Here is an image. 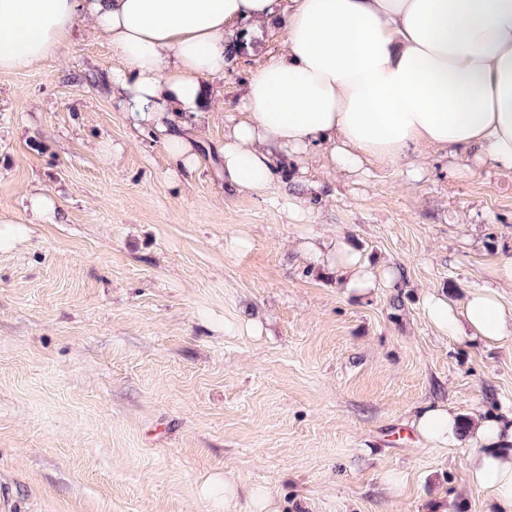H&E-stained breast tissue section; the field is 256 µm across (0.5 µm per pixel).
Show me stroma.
<instances>
[{
	"instance_id": "1",
	"label": "stroma",
	"mask_w": 512,
	"mask_h": 512,
	"mask_svg": "<svg viewBox=\"0 0 512 512\" xmlns=\"http://www.w3.org/2000/svg\"><path fill=\"white\" fill-rule=\"evenodd\" d=\"M255 66L213 80L190 174L131 121L90 22L0 73V219L21 227L0 250V512H497L472 449L412 419L512 414V341L449 339L423 311L487 285L512 307V172L318 156L264 195L225 188L216 151ZM35 192L52 222L28 223ZM315 235L400 284L346 294L307 261Z\"/></svg>"
}]
</instances>
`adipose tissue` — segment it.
<instances>
[{"mask_svg":"<svg viewBox=\"0 0 512 512\" xmlns=\"http://www.w3.org/2000/svg\"><path fill=\"white\" fill-rule=\"evenodd\" d=\"M87 19L107 36L131 115L164 134L171 163H195L184 129L202 112L209 80L240 53L237 36L280 26L285 53L251 73L224 132V184L264 194L292 160L326 154L335 168L406 164L434 150L512 171V0H0V73L54 55ZM314 265L343 275L348 294L370 295L377 278L341 236L303 245ZM424 312L452 340L512 339V309L496 288L462 304L428 295ZM418 434L437 448L474 449L470 480L512 512V416L463 428L437 405L420 408Z\"/></svg>","mask_w":512,"mask_h":512,"instance_id":"1","label":"adipose tissue"}]
</instances>
